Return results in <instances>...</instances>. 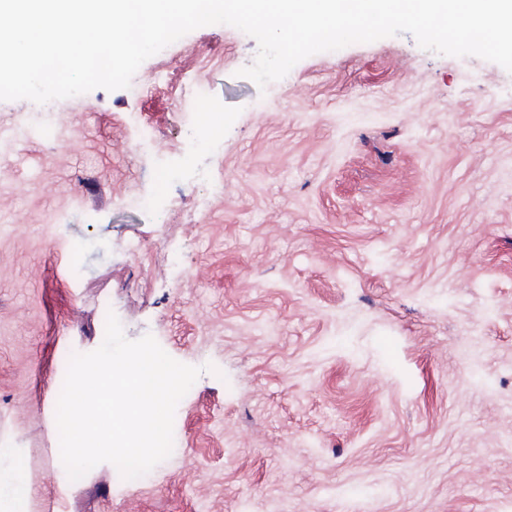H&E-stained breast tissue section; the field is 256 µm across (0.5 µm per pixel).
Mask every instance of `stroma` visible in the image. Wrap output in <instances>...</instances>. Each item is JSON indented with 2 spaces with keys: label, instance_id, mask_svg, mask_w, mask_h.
Masks as SVG:
<instances>
[{
  "label": "stroma",
  "instance_id": "obj_1",
  "mask_svg": "<svg viewBox=\"0 0 512 512\" xmlns=\"http://www.w3.org/2000/svg\"><path fill=\"white\" fill-rule=\"evenodd\" d=\"M257 51L198 28L141 94L0 141V444L31 512H512V73L401 33L262 90ZM109 310L203 372L148 480L74 482L63 362Z\"/></svg>",
  "mask_w": 512,
  "mask_h": 512
}]
</instances>
